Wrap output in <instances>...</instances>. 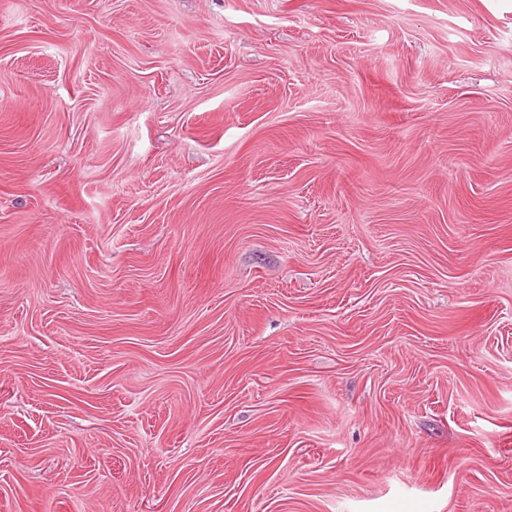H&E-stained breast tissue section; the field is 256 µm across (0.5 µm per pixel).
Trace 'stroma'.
Instances as JSON below:
<instances>
[{
  "label": "stroma",
  "mask_w": 512,
  "mask_h": 512,
  "mask_svg": "<svg viewBox=\"0 0 512 512\" xmlns=\"http://www.w3.org/2000/svg\"><path fill=\"white\" fill-rule=\"evenodd\" d=\"M0 512H512V0H0Z\"/></svg>",
  "instance_id": "stroma-1"
}]
</instances>
